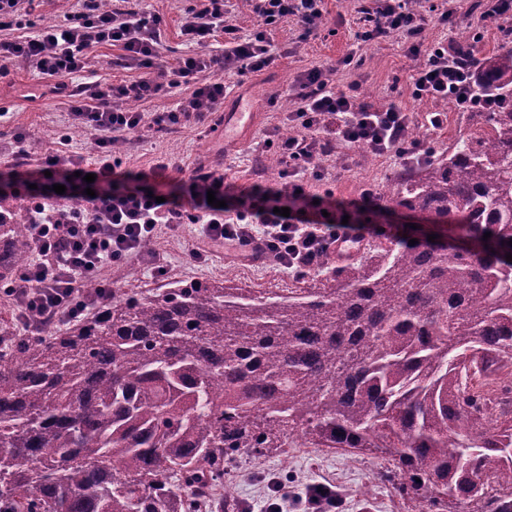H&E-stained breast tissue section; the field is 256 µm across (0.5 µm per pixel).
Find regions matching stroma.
Returning a JSON list of instances; mask_svg holds the SVG:
<instances>
[{
	"label": "stroma",
	"mask_w": 512,
	"mask_h": 512,
	"mask_svg": "<svg viewBox=\"0 0 512 512\" xmlns=\"http://www.w3.org/2000/svg\"><path fill=\"white\" fill-rule=\"evenodd\" d=\"M195 0H144L148 12L159 15L163 22V45L154 60L155 72L171 74L182 57L188 55L217 56L223 41L204 45H187L180 35L181 23ZM366 0H325L324 21L315 36L302 39L295 18H288L272 32L270 40L279 58L266 71L238 75L224 73L226 84L235 95L226 101L207 123L187 121L166 134L144 128L129 134L114 148L121 168L134 173H151L161 160L172 165L157 176L156 188L164 193L177 191L199 164H222L226 180L241 188L265 181L279 180V163L274 150H262L266 137L282 128L286 112L295 106L292 86L296 76L315 66L336 69V86L349 89L357 85V94L375 104L394 102L411 117L414 139L427 142L436 153H447L456 141L468 135L473 119L470 113L457 111L450 103H434L414 98L408 88L409 76L416 60L406 52L400 36L363 42L358 38L363 21L361 9ZM487 0H413V8L423 16L442 11L451 12L448 27L427 26V41L459 42L461 34L480 33V59L498 56L511 45L501 37L497 25L481 20ZM119 48L98 47L85 69L73 75V86L89 82L119 84L135 80L139 72L119 66ZM355 56L357 67L346 66L348 56ZM50 82L33 67L22 62L9 64L0 75V179L11 181L19 176H33L44 153L60 148L62 136H69V151L95 158L94 138L90 131L72 136L68 97L50 93ZM441 108L447 120L442 127L428 123V114ZM255 115L253 125L243 138H236V111ZM29 135L27 156H18L13 138L16 133ZM324 176L307 184L310 194L331 196L338 201L359 198L365 188L382 191L405 172L400 160L376 157L358 146H343L340 155L322 161ZM200 227L187 224L179 233L158 226L153 242L167 260L166 277L155 276L148 267L129 263L118 268L105 267L103 274L114 287L146 291L164 285L165 281H208L220 279L259 291L268 288H295L299 281L287 270L272 262L247 263L227 258L222 243L211 244L206 263L189 260L188 251L198 244ZM396 465L377 450L351 452L341 448H288L284 452L258 453L241 450L235 464L224 470V500L244 506L246 512H305L307 487L326 484L336 489L340 501L336 512H436L435 508L414 497L400 495L393 475Z\"/></svg>",
	"instance_id": "35a3bbf8"
}]
</instances>
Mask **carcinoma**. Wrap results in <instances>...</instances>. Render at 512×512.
Listing matches in <instances>:
<instances>
[{"instance_id": "1", "label": "carcinoma", "mask_w": 512, "mask_h": 512, "mask_svg": "<svg viewBox=\"0 0 512 512\" xmlns=\"http://www.w3.org/2000/svg\"><path fill=\"white\" fill-rule=\"evenodd\" d=\"M506 78L512 52L485 91ZM478 116L380 195L477 251L408 227L303 288L114 290L47 339L1 321L0 512H183L230 455L298 440L381 449L438 512H512V107ZM25 230L0 222V279Z\"/></svg>"}]
</instances>
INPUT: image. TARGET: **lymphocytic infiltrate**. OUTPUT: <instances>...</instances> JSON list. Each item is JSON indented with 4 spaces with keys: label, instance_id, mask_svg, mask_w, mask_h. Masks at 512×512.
Masks as SVG:
<instances>
[{
    "label": "lymphocytic infiltrate",
    "instance_id": "lymphocytic-infiltrate-1",
    "mask_svg": "<svg viewBox=\"0 0 512 512\" xmlns=\"http://www.w3.org/2000/svg\"><path fill=\"white\" fill-rule=\"evenodd\" d=\"M24 0H0V63L22 61L54 83L55 92L68 87L70 75L80 72L92 52L103 45L122 51L124 67L140 69V76L121 84L90 83L83 95L74 97L71 116L75 127L96 132L93 162L65 151H50L41 160L36 182L14 180L9 193L26 201L24 222L37 258L19 273L8 288L20 317L47 313L73 321L87 313L94 302L106 300L111 283L101 281L104 267L136 260L157 275L166 267L159 253L149 250L158 225L178 230L184 224L202 227L205 240L223 243L234 256L258 259L275 253L283 268H313L337 243L362 240L356 224L373 212V190L359 199L344 202L315 201L306 190L308 179H321V161L343 144L362 146L370 154L396 156L417 164L432 156L423 142L410 139V118L401 106L389 102L375 106L351 93L337 90L333 69L314 67L297 76L293 91L297 101L285 121L296 128L293 136L273 135L270 140L281 165V180L271 186L253 185L238 191L224 180L223 168L195 170L178 193L166 194L164 202L150 197L147 174L120 171L112 156L115 143L146 127L166 132L188 120L202 123L220 107L231 92L222 74L261 72L274 66L277 56L269 34L288 17H298L304 35L322 24L323 0H251L254 28L241 34L230 20L229 0H201L191 9L181 35L191 44L224 39L219 57L182 58L168 80L148 74L158 56L163 20L140 9L107 10L100 0H82L81 11L43 25L25 40L5 37V30L19 25ZM448 12L432 20L417 13L412 0H376L370 23L361 41L398 34L409 55L421 58L409 86L413 96L435 103L453 102L466 111L486 112L490 95L481 88V69L476 56L465 57L460 47L448 42L427 41V23L447 26ZM188 86L176 109L146 113L141 104ZM95 174L86 184L85 174ZM64 185L65 193L54 190ZM93 195H86V188ZM222 200V207L208 204V195ZM289 208V216L278 208ZM96 281L95 298L81 296L85 282Z\"/></svg>",
    "mask_w": 512,
    "mask_h": 512
}]
</instances>
